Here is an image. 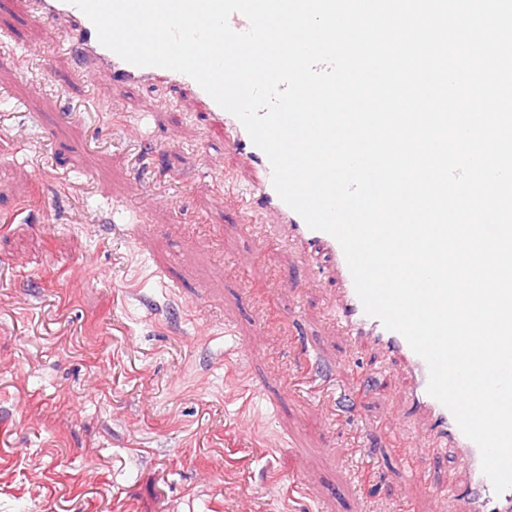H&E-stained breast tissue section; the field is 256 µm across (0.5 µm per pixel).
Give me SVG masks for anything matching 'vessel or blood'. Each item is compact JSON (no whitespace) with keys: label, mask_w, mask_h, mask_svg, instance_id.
<instances>
[{"label":"vessel or blood","mask_w":512,"mask_h":512,"mask_svg":"<svg viewBox=\"0 0 512 512\" xmlns=\"http://www.w3.org/2000/svg\"><path fill=\"white\" fill-rule=\"evenodd\" d=\"M27 11L39 23L62 25L59 49L75 61L74 75L83 85L107 79L111 87L138 86L173 88L190 94L199 104L207 121L224 132V148L235 155L248 156L256 169V181L247 194L254 211H271L280 219L289 235L307 253L323 257L342 287V301L336 321L352 341L365 343L394 361L399 378H385L386 387H400L405 420H422L427 446L422 453L407 459L406 476L423 485L434 499L452 498L455 512H512V489L495 493L481 468L478 446L458 427L451 412L427 392L429 370L426 362L397 332L387 330L377 318L368 316L356 293L344 253L337 240L324 232L310 229L306 222L276 193L270 163L257 148L237 117L222 108L191 77L161 67H139L120 58L100 44L92 22L71 0H27ZM454 455L464 476L463 487L443 485L431 478L435 459Z\"/></svg>","instance_id":"vessel-or-blood-1"}]
</instances>
